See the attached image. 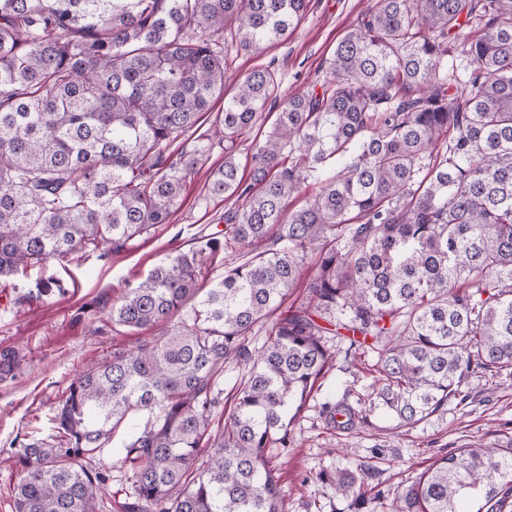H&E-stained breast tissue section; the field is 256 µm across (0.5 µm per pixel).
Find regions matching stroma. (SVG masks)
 <instances>
[{"instance_id":"1","label":"stroma","mask_w":512,"mask_h":512,"mask_svg":"<svg viewBox=\"0 0 512 512\" xmlns=\"http://www.w3.org/2000/svg\"><path fill=\"white\" fill-rule=\"evenodd\" d=\"M370 5V0H308L298 27L262 54L230 55L225 92H233L238 77L265 67L276 72L282 98L320 85L337 41L359 25ZM223 161V148L212 147L186 179L182 204L170 223L156 225L122 250L106 246L0 277V350L17 353L13 371L0 377V512L14 510L13 491L21 478L17 443L50 439L55 406L69 384L89 363L110 359L131 343L107 316L113 299L164 258L191 252L200 237L223 233L224 213L237 202L207 191L211 170ZM371 381L362 360L341 351L319 379L316 404L293 424L295 445L281 460L289 512H355L351 499L315 480L321 469L353 471L372 463L371 483L389 495L411 485L439 456L490 431H512V373L505 370L475 371L463 385L464 404L449 403L414 427L398 426L379 410L368 429H327L319 404L366 395ZM144 420L132 415L90 463L110 469L112 512H121L131 490L130 473L117 462L119 450Z\"/></svg>"}]
</instances>
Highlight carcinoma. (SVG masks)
Wrapping results in <instances>:
<instances>
[{"label":"carcinoma","mask_w":512,"mask_h":512,"mask_svg":"<svg viewBox=\"0 0 512 512\" xmlns=\"http://www.w3.org/2000/svg\"><path fill=\"white\" fill-rule=\"evenodd\" d=\"M307 0H0V275L169 222L210 144L174 140L217 99L224 164L208 191L236 196L224 238L169 257L112 302L136 339L69 385L50 442L20 444L15 512H99L111 476L93 457L131 413L122 512H288L280 459L332 356L319 320L374 354L370 394L321 405L339 431L379 407L416 426L476 370L512 368V0H373L336 43L320 88L288 97L251 150L237 140L277 101V75L224 96L229 47L260 54ZM304 204L286 201L310 181ZM317 259L305 301L307 251ZM239 260L217 283L207 263ZM264 330L257 344L255 329ZM244 368L229 417L224 367ZM370 467L315 479L365 505ZM512 432L437 459L391 512H502Z\"/></svg>","instance_id":"cac0c4a2"}]
</instances>
